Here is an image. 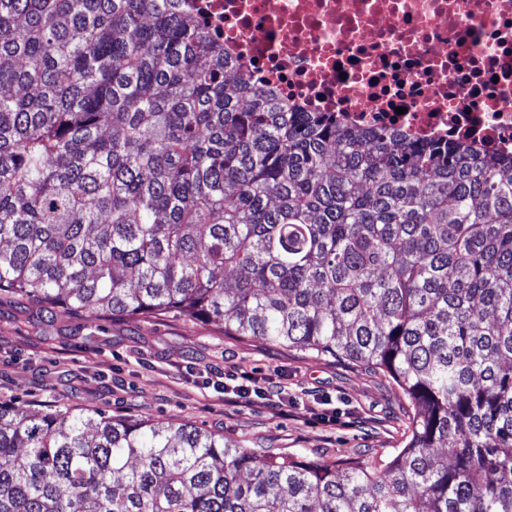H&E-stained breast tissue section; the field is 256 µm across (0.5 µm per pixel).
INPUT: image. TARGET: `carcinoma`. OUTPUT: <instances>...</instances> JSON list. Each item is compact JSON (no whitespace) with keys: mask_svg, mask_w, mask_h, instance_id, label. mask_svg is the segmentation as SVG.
<instances>
[{"mask_svg":"<svg viewBox=\"0 0 512 512\" xmlns=\"http://www.w3.org/2000/svg\"><path fill=\"white\" fill-rule=\"evenodd\" d=\"M388 376L340 464L0 404V512H512V156L291 112L174 0H0V293Z\"/></svg>","mask_w":512,"mask_h":512,"instance_id":"cac0c4a2","label":"carcinoma"}]
</instances>
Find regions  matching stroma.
Segmentation results:
<instances>
[{
    "label": "stroma",
    "instance_id": "35a3bbf8",
    "mask_svg": "<svg viewBox=\"0 0 512 512\" xmlns=\"http://www.w3.org/2000/svg\"><path fill=\"white\" fill-rule=\"evenodd\" d=\"M277 382L288 405L225 394L220 373ZM0 403L100 411L224 435L247 448L335 462L387 457L407 441L395 383L351 362L225 335L173 313L95 319L0 294Z\"/></svg>",
    "mask_w": 512,
    "mask_h": 512
}]
</instances>
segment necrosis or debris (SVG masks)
<instances>
[{"label":"necrosis or debris","instance_id":"necrosis-or-debris-1","mask_svg":"<svg viewBox=\"0 0 512 512\" xmlns=\"http://www.w3.org/2000/svg\"><path fill=\"white\" fill-rule=\"evenodd\" d=\"M304 112L512 153V0H183Z\"/></svg>","mask_w":512,"mask_h":512}]
</instances>
